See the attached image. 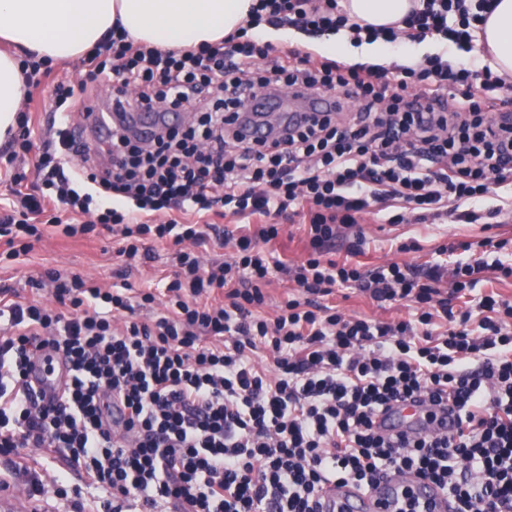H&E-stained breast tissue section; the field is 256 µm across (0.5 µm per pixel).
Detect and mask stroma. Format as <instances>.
<instances>
[{
  "label": "stroma",
  "mask_w": 512,
  "mask_h": 512,
  "mask_svg": "<svg viewBox=\"0 0 512 512\" xmlns=\"http://www.w3.org/2000/svg\"><path fill=\"white\" fill-rule=\"evenodd\" d=\"M82 75L79 60L61 61L50 64L48 74L38 77L33 87L32 109L49 112L55 107L54 88L58 81H65L73 90V100L77 112L74 123H82V112L87 106L106 104L111 92L104 85L94 92L81 87ZM352 236L360 237L362 246L355 259L364 268L371 269L397 261L421 269L439 263L477 261L483 255L479 246L481 239L490 237L496 240L512 241L510 224H457L449 218H441L426 224L384 223L381 215L369 213L351 231ZM307 236L305 227L298 219L284 220L279 237L270 242V250L289 264H297L306 256ZM118 244L111 232L101 231L91 240H73L58 234L44 235L35 242L31 251L12 259L0 260V288L12 287L25 296H36L42 302H50L48 291L39 287L53 271L76 272L98 281L104 287L130 283L133 287H151L162 291L172 278L175 266V248L168 241L149 242L151 258L132 273H125L120 258L116 255ZM446 248L445 256H438L439 248ZM324 304L335 307L348 317H368L386 322H396L409 318L408 307L394 304H377L354 290L336 287L324 297Z\"/></svg>",
  "instance_id": "1"
}]
</instances>
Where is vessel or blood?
<instances>
[{
    "label": "vessel or blood",
    "instance_id": "b4317fda",
    "mask_svg": "<svg viewBox=\"0 0 512 512\" xmlns=\"http://www.w3.org/2000/svg\"><path fill=\"white\" fill-rule=\"evenodd\" d=\"M288 98L281 95L261 101L248 113L240 134L246 139L263 138L285 124L295 121L297 113L287 111ZM176 112H133L129 122L142 136L151 135L162 125L181 122ZM83 132L93 134L98 142H106L112 133V115L104 110L91 112L84 120ZM67 372L58 359L39 357L30 376L33 389L44 400H52L65 387ZM378 430L388 436L420 437L432 432L452 433L458 428V412L452 404L429 408L418 402H398L381 412L376 419ZM413 501L417 512H456L457 504L436 484L409 471L393 470L371 487L353 483H331L318 494L319 512H400L406 501Z\"/></svg>",
    "mask_w": 512,
    "mask_h": 512
}]
</instances>
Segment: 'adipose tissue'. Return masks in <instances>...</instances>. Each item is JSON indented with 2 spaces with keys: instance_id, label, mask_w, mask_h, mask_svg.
<instances>
[{
  "instance_id": "obj_1",
  "label": "adipose tissue",
  "mask_w": 512,
  "mask_h": 512,
  "mask_svg": "<svg viewBox=\"0 0 512 512\" xmlns=\"http://www.w3.org/2000/svg\"><path fill=\"white\" fill-rule=\"evenodd\" d=\"M252 0H0V38L15 53L0 52V138L16 123L25 88L21 56L64 61L102 44L114 25L129 39L178 50L216 43L242 26ZM350 16L377 28L397 25L416 0H344ZM493 68L512 78V0H495L478 33Z\"/></svg>"
}]
</instances>
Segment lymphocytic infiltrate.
<instances>
[{
	"label": "lymphocytic infiltrate",
	"mask_w": 512,
	"mask_h": 512,
	"mask_svg": "<svg viewBox=\"0 0 512 512\" xmlns=\"http://www.w3.org/2000/svg\"><path fill=\"white\" fill-rule=\"evenodd\" d=\"M341 0H256L236 34L196 49L161 50L125 34L82 61L84 84L105 71L121 79L112 109L139 112L163 100L173 112H198L195 126L160 131L150 142L128 129L112 136V163L98 165L80 146L57 83L61 112L32 152L34 126L22 114L0 152L11 196L0 202V237L9 255L28 251L47 226L69 238L97 229L121 238L127 267L147 253L143 240L177 244V271L165 310L148 321L151 289L103 288L77 273L51 277L54 305L0 289V454L28 474L29 497L48 491L23 451L45 448L69 473L103 489L73 512H317L330 482L372 486L386 471L408 469L452 497L457 512H512V301L490 294L471 311L452 301L471 291L475 268L457 262L449 288L440 266L404 263L361 270L326 258L361 215L416 224L442 216L461 224L496 189L512 185V121H495L504 83L471 48L491 0H420L404 30L352 21ZM353 43L395 42L407 34L469 49L465 59L425 57L395 72L306 54L270 59L252 36L260 24ZM299 89L334 96L333 112L261 143L234 124L247 100ZM82 156L75 166L73 156ZM250 223L228 260L202 265L196 247L226 235L217 210ZM301 216L310 252L297 265L266 245L278 220ZM296 285L273 317L265 291L273 272ZM372 301L399 302L411 318L347 317L323 305L333 286ZM59 351L71 378L42 400L27 383L40 354ZM453 402L452 434L413 443L374 427L393 403ZM129 418L112 426L111 404Z\"/></svg>",
	"instance_id": "lymphocytic-infiltrate-1"
}]
</instances>
